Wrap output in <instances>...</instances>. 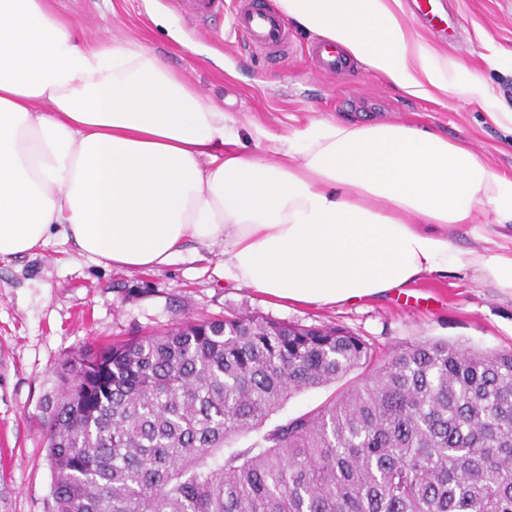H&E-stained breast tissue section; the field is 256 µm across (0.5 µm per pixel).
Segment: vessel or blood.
Wrapping results in <instances>:
<instances>
[{
    "label": "vessel or blood",
    "mask_w": 512,
    "mask_h": 512,
    "mask_svg": "<svg viewBox=\"0 0 512 512\" xmlns=\"http://www.w3.org/2000/svg\"><path fill=\"white\" fill-rule=\"evenodd\" d=\"M232 24L239 37L251 47L277 48L288 39L285 23L269 0H241ZM308 55L325 73L332 74L351 66L340 49L323 41L310 44Z\"/></svg>",
    "instance_id": "obj_1"
}]
</instances>
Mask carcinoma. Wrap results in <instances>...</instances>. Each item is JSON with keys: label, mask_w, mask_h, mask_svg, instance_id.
I'll use <instances>...</instances> for the list:
<instances>
[{"label": "carcinoma", "mask_w": 512, "mask_h": 512, "mask_svg": "<svg viewBox=\"0 0 512 512\" xmlns=\"http://www.w3.org/2000/svg\"><path fill=\"white\" fill-rule=\"evenodd\" d=\"M55 376L50 512H512V350L379 360L338 327L234 316L75 351ZM346 380L332 383L328 386L303 391L288 401L285 409L280 415H298L312 410L339 391V388Z\"/></svg>", "instance_id": "cac0c4a2"}]
</instances>
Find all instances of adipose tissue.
Returning <instances> with one entry per match:
<instances>
[{"label": "adipose tissue", "mask_w": 512, "mask_h": 512, "mask_svg": "<svg viewBox=\"0 0 512 512\" xmlns=\"http://www.w3.org/2000/svg\"><path fill=\"white\" fill-rule=\"evenodd\" d=\"M276 4L407 96L490 99L413 34L401 0ZM230 120L144 45H85L47 0H0V258L55 236L99 264L155 269L220 242L226 279L291 304L449 271L512 296V179L478 154L336 119L277 136L267 160L242 152ZM459 228L487 247L454 245Z\"/></svg>", "instance_id": "adipose-tissue-1"}]
</instances>
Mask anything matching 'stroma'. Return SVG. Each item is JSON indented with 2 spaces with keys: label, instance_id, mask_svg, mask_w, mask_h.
I'll return each instance as SVG.
<instances>
[{
  "label": "stroma",
  "instance_id": "35a3bbf8",
  "mask_svg": "<svg viewBox=\"0 0 512 512\" xmlns=\"http://www.w3.org/2000/svg\"><path fill=\"white\" fill-rule=\"evenodd\" d=\"M403 2L417 34L439 55L463 61L501 109H512V7L505 0H432L428 18L417 0ZM48 4L82 42H138L162 56L236 118L246 154L274 158L276 136L316 120L407 124L468 147L512 177V135L491 121L482 102L438 91L412 98L360 62L341 75H321L305 53L311 34L297 28L290 50L271 61L230 35L233 0L201 22L186 17L181 0ZM255 124L271 140H250ZM235 315L340 326L380 356L426 340L512 349V298L455 272L424 277L405 295L296 305L225 280L220 245L191 246L170 265L132 270L94 263L53 239L34 253L0 259V512L48 510L44 400L61 359L89 345Z\"/></svg>",
  "mask_w": 512,
  "mask_h": 512
}]
</instances>
